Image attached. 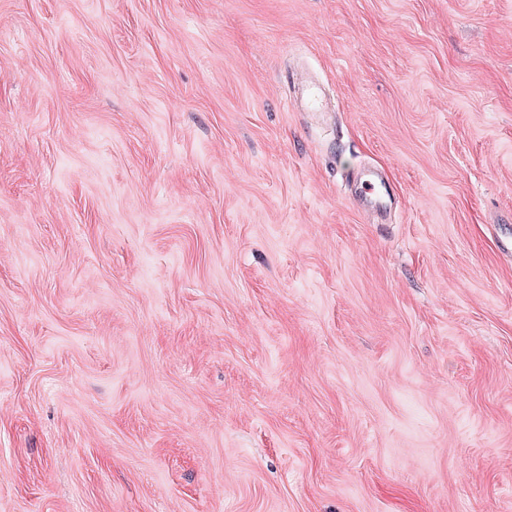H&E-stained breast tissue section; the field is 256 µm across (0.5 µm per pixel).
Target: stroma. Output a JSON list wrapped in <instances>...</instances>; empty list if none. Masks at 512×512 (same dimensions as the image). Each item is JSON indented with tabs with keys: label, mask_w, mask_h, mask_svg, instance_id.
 <instances>
[{
	"label": "stroma",
	"mask_w": 512,
	"mask_h": 512,
	"mask_svg": "<svg viewBox=\"0 0 512 512\" xmlns=\"http://www.w3.org/2000/svg\"><path fill=\"white\" fill-rule=\"evenodd\" d=\"M511 236L512 0H0V512H512ZM298 95L294 98V105L300 112H323V95L320 86L312 81L300 77Z\"/></svg>",
	"instance_id": "35a3bbf8"
}]
</instances>
